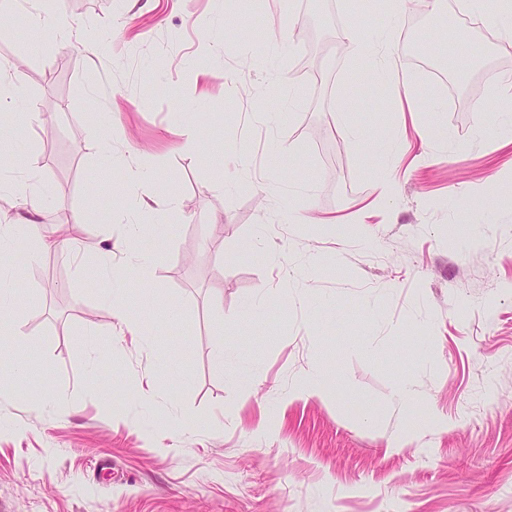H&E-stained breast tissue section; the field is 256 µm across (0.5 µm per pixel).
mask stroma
Instances as JSON below:
<instances>
[{"label":"stroma","mask_w":512,"mask_h":512,"mask_svg":"<svg viewBox=\"0 0 512 512\" xmlns=\"http://www.w3.org/2000/svg\"><path fill=\"white\" fill-rule=\"evenodd\" d=\"M254 5L61 0L57 38L12 6L28 104L0 108V214L37 172L73 244L32 262L16 239L0 284L46 376L0 375V512H512V47L479 0H264L259 27ZM383 24L424 111L343 48ZM130 167L161 205L145 286ZM108 264L144 341L113 333Z\"/></svg>","instance_id":"obj_1"}]
</instances>
